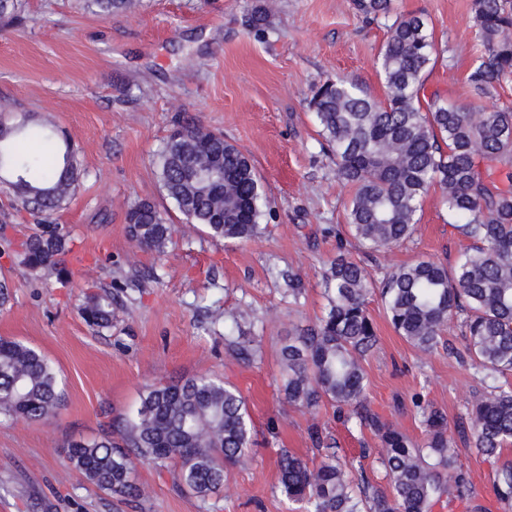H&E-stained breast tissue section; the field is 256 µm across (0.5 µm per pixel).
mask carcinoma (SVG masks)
Returning <instances> with one entry per match:
<instances>
[{"instance_id": "1", "label": "carcinoma", "mask_w": 512, "mask_h": 512, "mask_svg": "<svg viewBox=\"0 0 512 512\" xmlns=\"http://www.w3.org/2000/svg\"><path fill=\"white\" fill-rule=\"evenodd\" d=\"M101 16L130 11L139 0H86ZM366 17L389 11V0H353ZM23 0H0V28H7ZM473 21L486 52L470 69L475 95L490 94L512 74V4L473 0ZM435 46L426 21L400 15L377 56L385 98L343 77L327 79L309 100L319 134L337 177L352 187L347 205L349 234L367 251L391 248L410 238L417 214L433 188L441 193L448 224L472 242L453 275L432 260L391 272L381 289L395 331L421 353L433 352L449 322L458 318L464 348L487 377L512 375V112L461 107L437 94L426 96L425 73ZM23 113L0 121V186L20 208L49 218L63 208L82 175L69 138ZM166 195L185 219L212 237L243 242L258 233L266 190L251 160L224 135L198 123L174 126L155 159ZM132 240L158 254L174 243V226L150 202L125 215ZM70 237L57 224L23 241L17 264L31 274H69ZM325 312L288 337L280 350L281 391L290 406L324 403L343 414L349 429L370 430L387 487L354 478L336 452L316 466L283 449L278 453V489L291 512H435L469 499L467 472L448 437V419L420 406L424 439L417 443L382 419L366 396L364 357L376 343L368 312L372 282L361 262L340 252L323 274ZM87 324L112 321V294L91 296ZM227 357L238 364L256 356L254 337H224ZM65 401L57 373L43 355L0 337V424L46 422ZM470 447L492 457L512 446V383L478 394L458 424ZM253 421L236 386L197 375L143 387L133 413L112 420L122 444L104 435L67 445L69 469L80 479L125 499L145 496L137 468L168 469L174 483L201 501L224 486L229 468L253 457ZM491 480L500 503L512 505V465Z\"/></svg>"}]
</instances>
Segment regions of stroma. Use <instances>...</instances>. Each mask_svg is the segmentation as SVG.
<instances>
[{"mask_svg":"<svg viewBox=\"0 0 512 512\" xmlns=\"http://www.w3.org/2000/svg\"><path fill=\"white\" fill-rule=\"evenodd\" d=\"M265 3L142 0L135 12L103 18L84 0H24L20 19L0 32V99L66 130L84 169L74 196L53 217L73 244L66 279L13 264V250L36 221L0 192V276L13 285L10 302L0 307V337L41 352L66 395L51 421L0 424V512H288L277 489V453L285 448L319 464L323 454L310 438L315 429L352 474L384 484L370 431H348L328 405L288 406L278 390L279 349L289 328L321 316L322 274L347 222L349 191L320 147L308 101L336 74L382 96L377 55L389 25L408 14L427 22L435 43L427 92L512 110V76L492 94L474 96L467 75L485 47L472 0H390L389 12L372 22L352 0H276L268 27L259 31L250 17ZM178 116L223 133L263 177L269 204L253 239H212L165 196L153 156ZM140 201L168 213L175 243L166 253L131 240L125 213ZM467 246L433 192L410 239L369 255L353 240L347 248L379 282L421 259L454 267ZM292 277L302 283L295 297L288 293ZM105 290L114 297L112 323L97 331L81 309L89 294ZM234 308L248 309L242 331L259 339L260 355L249 364L225 362L224 315ZM368 311L378 334L364 362L371 408L418 442L424 432L415 395L442 410L470 474L472 501L503 512L490 474L512 461V447L479 456L455 431L473 396L489 385L464 352L458 322L436 350L421 355L390 325L379 296L370 298ZM203 373L237 385L256 426L253 460L229 470L220 496L201 501L151 465L138 470L148 489L140 500L66 476L68 441L99 437L113 415L137 407L144 384ZM364 448L369 456H361Z\"/></svg>","mask_w":512,"mask_h":512,"instance_id":"obj_1","label":"stroma"}]
</instances>
